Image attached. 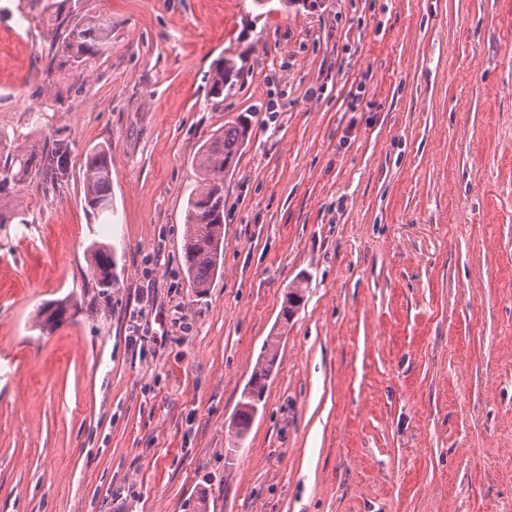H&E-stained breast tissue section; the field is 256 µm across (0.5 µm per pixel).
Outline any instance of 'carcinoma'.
I'll use <instances>...</instances> for the list:
<instances>
[{
    "label": "carcinoma",
    "mask_w": 512,
    "mask_h": 512,
    "mask_svg": "<svg viewBox=\"0 0 512 512\" xmlns=\"http://www.w3.org/2000/svg\"><path fill=\"white\" fill-rule=\"evenodd\" d=\"M41 22L51 35V52L61 66L87 62L106 50L112 39V21L103 14L74 21L62 11L54 10L42 17ZM240 73L234 59L222 60L212 76L213 93H223L224 87L233 85ZM250 137L251 122L239 115L224 126L222 132L211 134L198 153L196 166L202 178L187 201L183 242L185 276L198 293L209 287L224 254V175L234 170ZM68 156L65 144L38 153L0 138V224H10L19 218L16 199L26 182L39 179L52 189L62 185L69 176ZM83 184L85 202L91 213L97 216L112 213L110 148H96L87 153ZM88 251L96 287H113L116 276L112 249L105 243L94 242ZM69 308L71 304L66 300L39 308L37 326L43 331L53 330L66 318ZM278 347L277 337L267 340L265 355L254 366L249 389L242 392L234 424L236 439L249 430L252 410L265 397L267 378L276 363Z\"/></svg>",
    "instance_id": "cac0c4a2"
}]
</instances>
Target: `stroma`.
Returning a JSON list of instances; mask_svg holds the SVG:
<instances>
[{"mask_svg":"<svg viewBox=\"0 0 512 512\" xmlns=\"http://www.w3.org/2000/svg\"><path fill=\"white\" fill-rule=\"evenodd\" d=\"M57 8L107 15L112 43L51 85ZM242 113L198 293L195 156ZM0 132L70 169L0 224V512H512V0H0ZM105 144L108 224L82 178ZM240 73L241 69L237 67L233 58H224L216 66L212 76L211 89L213 93L219 95L224 92V86H233V82L239 79ZM92 262V279L98 288H112L116 281L113 272L115 260L112 257V249L105 243L93 242L89 247ZM71 304L65 300L56 302L52 307L43 306L37 312V326L42 331H52L61 321L66 318V315L71 308ZM277 336H272L267 340V348L264 356H261L256 362L251 378L249 380V390L246 387L242 392L238 403L237 419L234 424L233 437L237 441L243 432H248L252 419V410L259 405L265 397L267 389V378L272 367L276 363L278 356L279 340Z\"/></svg>","mask_w":512,"mask_h":512,"instance_id":"obj_1","label":"stroma"}]
</instances>
